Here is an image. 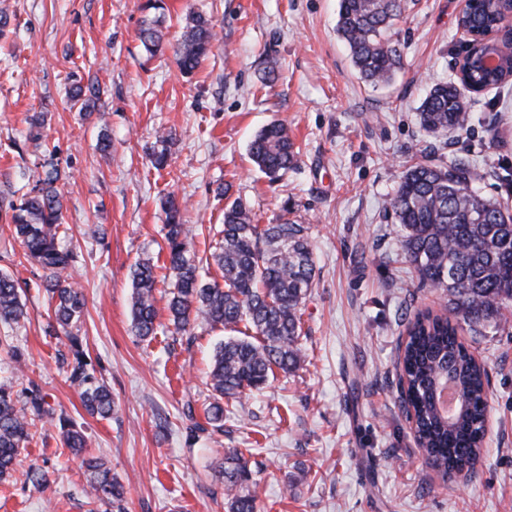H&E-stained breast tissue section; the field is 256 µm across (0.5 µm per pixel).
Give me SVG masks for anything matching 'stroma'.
<instances>
[{
    "instance_id": "obj_1",
    "label": "stroma",
    "mask_w": 512,
    "mask_h": 512,
    "mask_svg": "<svg viewBox=\"0 0 512 512\" xmlns=\"http://www.w3.org/2000/svg\"><path fill=\"white\" fill-rule=\"evenodd\" d=\"M147 2L6 0L0 244L12 238L9 206L20 203L21 186L43 174L44 152L28 138L41 112L65 173V222L82 248L72 274L85 299L80 333L116 411L105 420L84 410L58 362L66 339L45 331L52 310L41 273L18 250L0 257V270L26 285V317L0 324V335L24 350L26 367L15 375L0 355V383L18 391L36 383L55 412L76 420L88 455L105 457L124 485V512H224L227 448L252 451L257 512H512V315L460 332L488 374L485 453L474 475L447 479L431 468L401 408L405 320L443 312L447 299L411 286L406 264L394 262L389 194L411 165L466 157L483 174L480 194L512 213V83L478 97L462 134L437 138L420 125L422 99L464 48L462 0H407L396 26L403 67L376 87L360 80L336 33L339 0H162L166 41L196 12L214 26L212 51L191 75L171 54L146 51L139 33L155 16ZM269 70L276 78L267 83ZM75 79L99 87L105 120L70 108ZM274 121L288 125L299 160L272 183L248 145ZM103 130L112 139L106 157L97 148ZM161 131L172 136L164 174L149 163ZM170 192L198 250L214 246L226 200L239 197L256 223L287 216L310 225L316 265L302 307L303 367L227 407L223 431L195 440L224 330L198 326L193 341L173 339L162 289L154 338L132 329L131 272L138 259L166 260L160 199ZM91 226L99 239L87 237ZM21 456L47 466L50 483L0 481V512H113L88 504L85 468L55 427H40Z\"/></svg>"
}]
</instances>
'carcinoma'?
Wrapping results in <instances>:
<instances>
[{
	"instance_id": "carcinoma-1",
	"label": "carcinoma",
	"mask_w": 512,
	"mask_h": 512,
	"mask_svg": "<svg viewBox=\"0 0 512 512\" xmlns=\"http://www.w3.org/2000/svg\"><path fill=\"white\" fill-rule=\"evenodd\" d=\"M505 0H469L457 25L485 36L467 60V81L472 85L499 87L512 76V32L505 30ZM404 13V0H340L336 31L346 42L360 77L378 84L390 80L401 68V45L395 27ZM161 20L140 30V39L152 55L164 52ZM214 28L203 14L192 15L173 47L178 69L197 70L211 51ZM493 47L499 64L484 65L483 53ZM464 81L454 78L435 84L422 101L419 119L431 134L464 131L470 99ZM98 95L94 85L77 83L69 90L70 107L92 113ZM45 116L31 119L29 139L44 147L49 160L44 176L27 189L21 203L10 205L11 222L24 258L42 270L41 286L54 301L53 322L48 331L60 329L68 342L60 367L78 389L84 409L103 419L112 418L115 402L107 386L95 376L78 324L84 295L72 281L77 252L60 243L63 225L60 179L54 164L56 150L43 141ZM151 153L152 167L167 168V143ZM248 155L255 168L269 180L280 179L298 161V152L282 122L256 133ZM477 168L458 157L446 163L416 164L408 168L390 195L386 208L400 227L398 257L407 264L420 287L437 288L448 297L449 314L420 311L408 322L399 355L401 403L412 423L416 442L427 463L444 476L475 473L482 457L487 399L486 372L459 340L458 327L477 328L496 323L512 308V223L505 222L501 204L474 190ZM166 214L163 232L166 273L158 278L156 265L139 261L132 274V327L147 338L156 333L155 290L158 281L171 288L168 301L174 335H192L198 325L234 329L244 324L246 334L218 345L207 375L209 423L224 427V402H238L288 374L305 361L300 342L301 305L316 275L310 226L284 219L276 224H256L251 209L240 198L224 205V224L212 259L221 280L200 279L204 258L180 223L181 208L168 195L161 201ZM25 316L19 284L0 273V322L12 324ZM0 351L15 364L24 359L13 337L0 336ZM59 426L63 446L76 455L84 453L86 438L77 422L56 414L37 386H32L26 406L17 407L12 386L0 384V479H7L21 465L20 449L33 440L36 421ZM249 448L224 450V504L228 512H256V485L247 455ZM88 471L86 495L92 501L121 504L124 486L98 457L83 459ZM24 483L45 487L48 470L30 465L22 471Z\"/></svg>"
}]
</instances>
